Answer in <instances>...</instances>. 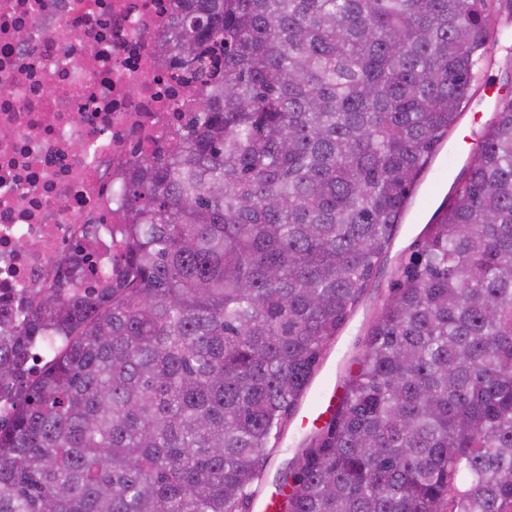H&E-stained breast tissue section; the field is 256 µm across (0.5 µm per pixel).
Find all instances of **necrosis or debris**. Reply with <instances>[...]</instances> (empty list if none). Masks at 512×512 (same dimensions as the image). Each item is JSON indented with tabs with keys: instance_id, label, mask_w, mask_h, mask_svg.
I'll return each mask as SVG.
<instances>
[{
	"instance_id": "1",
	"label": "necrosis or debris",
	"mask_w": 512,
	"mask_h": 512,
	"mask_svg": "<svg viewBox=\"0 0 512 512\" xmlns=\"http://www.w3.org/2000/svg\"><path fill=\"white\" fill-rule=\"evenodd\" d=\"M172 5L0 0V313L63 279L64 254L85 257L78 292L111 273L112 192L184 119V69L151 54Z\"/></svg>"
}]
</instances>
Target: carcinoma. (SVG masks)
<instances>
[{
  "mask_svg": "<svg viewBox=\"0 0 512 512\" xmlns=\"http://www.w3.org/2000/svg\"><path fill=\"white\" fill-rule=\"evenodd\" d=\"M512 0H175L186 123L122 274L0 327V512H252ZM278 512H512V96L397 270Z\"/></svg>",
  "mask_w": 512,
  "mask_h": 512,
  "instance_id": "cac0c4a2",
  "label": "carcinoma"
}]
</instances>
